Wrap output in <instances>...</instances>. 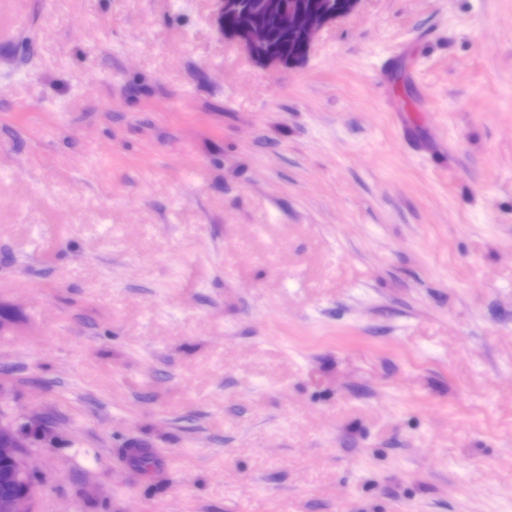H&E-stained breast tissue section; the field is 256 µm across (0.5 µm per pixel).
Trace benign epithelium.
I'll return each mask as SVG.
<instances>
[{
  "label": "benign epithelium",
  "instance_id": "obj_1",
  "mask_svg": "<svg viewBox=\"0 0 512 512\" xmlns=\"http://www.w3.org/2000/svg\"><path fill=\"white\" fill-rule=\"evenodd\" d=\"M359 0H345L340 6L336 0H310L300 12L291 0H215V22L222 37L243 48L247 55L265 66L287 67L303 61L326 25L353 13ZM271 15L281 28L288 31L294 50L288 56L271 52L265 30L253 23L242 22L232 27L224 25V17L238 14L247 6ZM31 441L22 428L0 418V463L8 467L0 470V484L15 487L6 497H0V512H32L35 485L27 466V448Z\"/></svg>",
  "mask_w": 512,
  "mask_h": 512
}]
</instances>
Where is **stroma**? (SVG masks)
Instances as JSON below:
<instances>
[{
  "instance_id": "1",
  "label": "stroma",
  "mask_w": 512,
  "mask_h": 512,
  "mask_svg": "<svg viewBox=\"0 0 512 512\" xmlns=\"http://www.w3.org/2000/svg\"><path fill=\"white\" fill-rule=\"evenodd\" d=\"M214 11L0 0L33 512H512V0H360L279 69Z\"/></svg>"
}]
</instances>
